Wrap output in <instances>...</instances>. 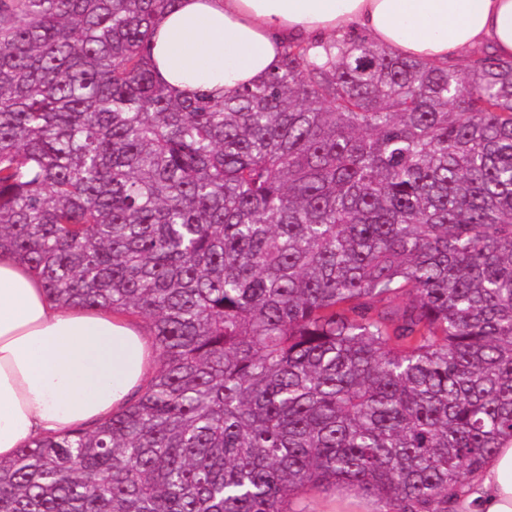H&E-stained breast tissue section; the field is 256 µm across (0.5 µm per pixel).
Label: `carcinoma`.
Listing matches in <instances>:
<instances>
[{
    "label": "carcinoma",
    "mask_w": 512,
    "mask_h": 512,
    "mask_svg": "<svg viewBox=\"0 0 512 512\" xmlns=\"http://www.w3.org/2000/svg\"><path fill=\"white\" fill-rule=\"evenodd\" d=\"M176 2L0 0V251L157 360L0 461V512H448L512 441V60L346 35L180 96L148 63ZM291 512H377L375 499L356 491H303L290 500Z\"/></svg>",
    "instance_id": "obj_1"
}]
</instances>
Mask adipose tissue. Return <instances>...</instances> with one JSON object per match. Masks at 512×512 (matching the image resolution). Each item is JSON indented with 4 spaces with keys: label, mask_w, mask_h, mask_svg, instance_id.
Here are the masks:
<instances>
[{
    "label": "adipose tissue",
    "mask_w": 512,
    "mask_h": 512,
    "mask_svg": "<svg viewBox=\"0 0 512 512\" xmlns=\"http://www.w3.org/2000/svg\"><path fill=\"white\" fill-rule=\"evenodd\" d=\"M360 33L435 63L481 47L512 58V0H179L154 24L150 63L178 95H233L261 82L291 40ZM143 325L105 308L64 307L0 254V459L44 437L92 428L156 370ZM452 512H512V442L470 476Z\"/></svg>",
    "instance_id": "ef3b65f1"
}]
</instances>
